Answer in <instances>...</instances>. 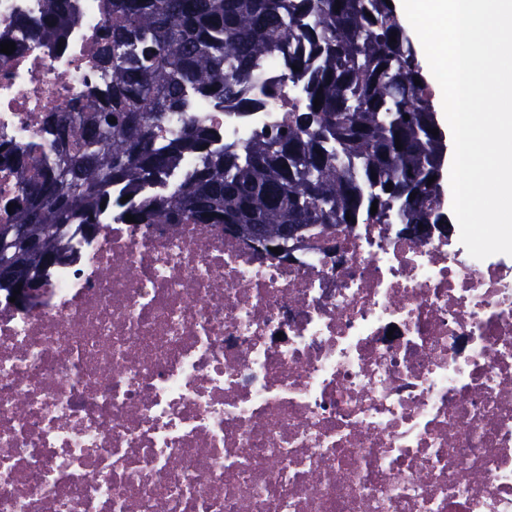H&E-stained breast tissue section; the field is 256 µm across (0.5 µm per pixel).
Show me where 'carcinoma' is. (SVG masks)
<instances>
[{"label": "carcinoma", "mask_w": 512, "mask_h": 512, "mask_svg": "<svg viewBox=\"0 0 512 512\" xmlns=\"http://www.w3.org/2000/svg\"><path fill=\"white\" fill-rule=\"evenodd\" d=\"M46 2L45 38L56 45L72 5ZM291 42L288 80L302 83L306 97L288 106L281 125L241 149L215 146L213 129L195 120L179 139L161 137L168 113L188 111L198 97L247 109L255 92L274 93L256 87L255 66ZM98 67L107 78L100 104L50 113L61 158L23 186L11 223L0 224V269L34 287L61 260L64 230L94 231L106 212L122 223L131 214L139 224H228L245 239L259 227L274 240L297 225L300 241L316 224H377L393 209L402 224L450 217L441 183L446 136L386 0H112ZM181 153L198 165L174 195L112 197L117 184H157Z\"/></svg>", "instance_id": "1"}]
</instances>
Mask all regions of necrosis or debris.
<instances>
[{"instance_id": "obj_1", "label": "necrosis or debris", "mask_w": 512, "mask_h": 512, "mask_svg": "<svg viewBox=\"0 0 512 512\" xmlns=\"http://www.w3.org/2000/svg\"><path fill=\"white\" fill-rule=\"evenodd\" d=\"M0 0V206L54 164L46 129L102 84L112 0ZM197 101L220 145L302 103ZM26 302L0 290V512H512V256L395 218L314 228L295 260L210 224L70 225ZM46 22L45 38L49 44L57 45L66 28L67 18L71 14L72 4L68 0H45Z\"/></svg>"}]
</instances>
